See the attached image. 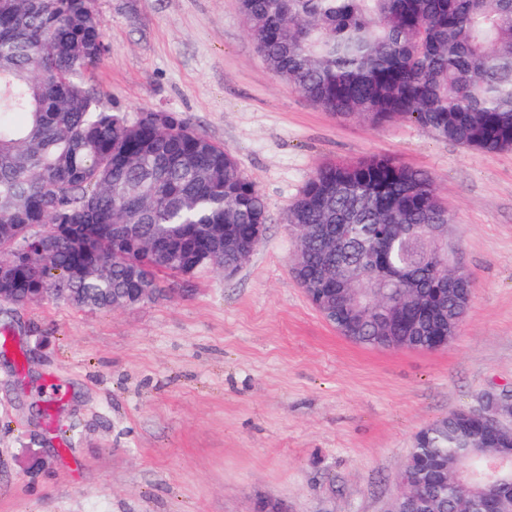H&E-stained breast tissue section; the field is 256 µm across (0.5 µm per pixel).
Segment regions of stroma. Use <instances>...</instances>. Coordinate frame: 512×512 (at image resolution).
<instances>
[{"instance_id": "obj_1", "label": "stroma", "mask_w": 512, "mask_h": 512, "mask_svg": "<svg viewBox=\"0 0 512 512\" xmlns=\"http://www.w3.org/2000/svg\"><path fill=\"white\" fill-rule=\"evenodd\" d=\"M95 5L109 51L88 82L223 144L266 233L234 275L168 280L164 300L0 303V512H389L420 429L512 393V149L325 111L268 69L239 0ZM379 156L434 178L474 282L438 351L346 340L292 271L308 180Z\"/></svg>"}]
</instances>
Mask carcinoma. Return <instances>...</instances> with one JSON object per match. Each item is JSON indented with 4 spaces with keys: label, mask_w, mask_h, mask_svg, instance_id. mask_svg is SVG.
Masks as SVG:
<instances>
[{
    "label": "carcinoma",
    "mask_w": 512,
    "mask_h": 512,
    "mask_svg": "<svg viewBox=\"0 0 512 512\" xmlns=\"http://www.w3.org/2000/svg\"><path fill=\"white\" fill-rule=\"evenodd\" d=\"M270 71L339 116L410 119L484 151L512 149V0H240ZM95 0H0V288L15 305L70 293L111 309L132 288L169 297L241 264L267 223L233 155L176 112L130 118L86 80L105 57ZM309 233L299 279L336 283L334 307L357 343L404 336L430 347L468 306L436 261L450 224L432 176L391 158L318 170L285 217ZM450 413L426 427L403 478L417 512H463L482 495L481 462Z\"/></svg>",
    "instance_id": "cac0c4a2"
}]
</instances>
